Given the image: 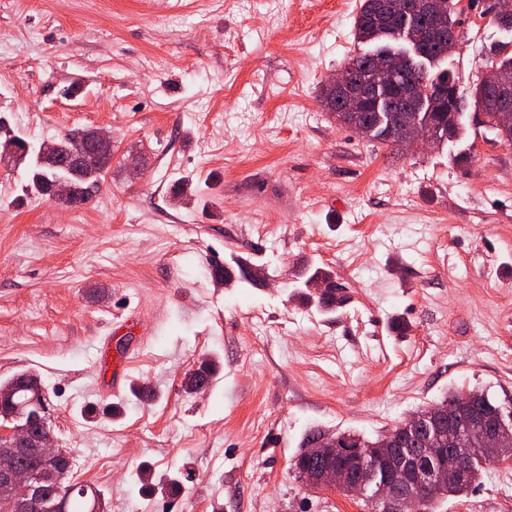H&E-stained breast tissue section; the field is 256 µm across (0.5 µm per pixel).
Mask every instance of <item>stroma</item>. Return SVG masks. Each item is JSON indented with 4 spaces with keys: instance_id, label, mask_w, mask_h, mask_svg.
Returning <instances> with one entry per match:
<instances>
[{
    "instance_id": "obj_1",
    "label": "stroma",
    "mask_w": 512,
    "mask_h": 512,
    "mask_svg": "<svg viewBox=\"0 0 512 512\" xmlns=\"http://www.w3.org/2000/svg\"><path fill=\"white\" fill-rule=\"evenodd\" d=\"M358 2L0 0V142L112 137L90 208L0 162V383L40 379L103 512H368L296 474L309 436L374 439L457 389L512 403V146L466 96L440 147L338 123L318 95ZM453 2L465 88L512 31ZM133 345L113 391L97 350ZM437 512H512V462ZM314 279L320 280L325 285L318 299L319 303L327 309L334 310L337 304L342 303L343 298L336 295V283L332 280L330 272L317 268L314 272Z\"/></svg>"
}]
</instances>
